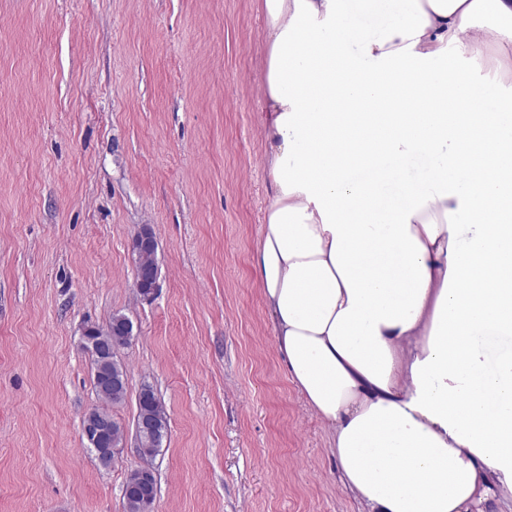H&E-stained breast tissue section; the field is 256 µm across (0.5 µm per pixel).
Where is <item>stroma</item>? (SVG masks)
Masks as SVG:
<instances>
[{
	"mask_svg": "<svg viewBox=\"0 0 512 512\" xmlns=\"http://www.w3.org/2000/svg\"><path fill=\"white\" fill-rule=\"evenodd\" d=\"M263 0H0V512H124L138 396L154 512H361L288 378L253 258L271 200ZM157 239L140 297L130 242ZM133 324L102 467L85 328ZM146 415L152 416L155 419L156 430L154 435L144 440V452L142 456L144 458H152L157 453L167 434L168 416L163 404L156 397L154 391L148 386L144 387L139 394L136 424Z\"/></svg>",
	"mask_w": 512,
	"mask_h": 512,
	"instance_id": "35a3bbf8",
	"label": "stroma"
}]
</instances>
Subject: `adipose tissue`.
Instances as JSON below:
<instances>
[{
	"instance_id": "1",
	"label": "adipose tissue",
	"mask_w": 512,
	"mask_h": 512,
	"mask_svg": "<svg viewBox=\"0 0 512 512\" xmlns=\"http://www.w3.org/2000/svg\"><path fill=\"white\" fill-rule=\"evenodd\" d=\"M267 172L254 257L278 349L365 512L512 506V225L498 113L512 0H263ZM311 32L307 50L298 37ZM465 65L449 67V47ZM375 109L360 111V99Z\"/></svg>"
}]
</instances>
